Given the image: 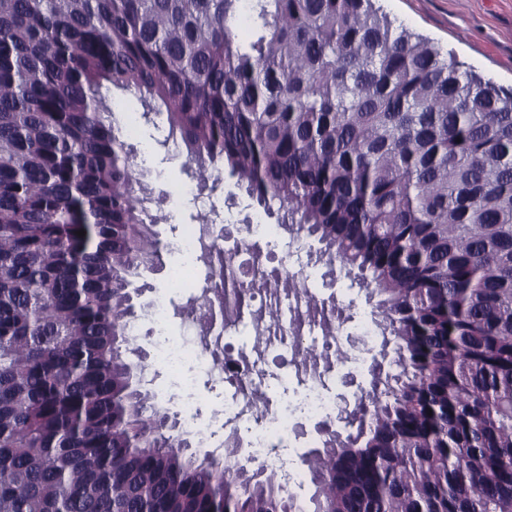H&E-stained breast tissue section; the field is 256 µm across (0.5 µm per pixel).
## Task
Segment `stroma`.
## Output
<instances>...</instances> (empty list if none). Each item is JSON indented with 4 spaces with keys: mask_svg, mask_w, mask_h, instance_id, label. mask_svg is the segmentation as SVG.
Wrapping results in <instances>:
<instances>
[{
    "mask_svg": "<svg viewBox=\"0 0 512 512\" xmlns=\"http://www.w3.org/2000/svg\"><path fill=\"white\" fill-rule=\"evenodd\" d=\"M381 6L396 24L429 37L442 51L456 57L464 69L503 87L512 86V0H381ZM116 115L128 132V141L136 152L138 167L150 170L157 188L169 198L165 205L172 221L160 225L164 248L161 252L163 271L145 274L151 288L136 301V311L143 329L138 344L146 353L154 351V337L147 331L152 326L149 317L154 299H169L174 295L166 269L183 259L174 252L172 243L176 227L191 223L198 206L190 193L194 181L173 145H161L156 120L142 116L135 97L112 90ZM212 200L222 223H268V216L250 207L248 198L234 185L224 180Z\"/></svg>",
    "mask_w": 512,
    "mask_h": 512,
    "instance_id": "35a3bbf8",
    "label": "stroma"
}]
</instances>
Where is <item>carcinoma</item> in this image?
Segmentation results:
<instances>
[{"label":"carcinoma","instance_id":"cac0c4a2","mask_svg":"<svg viewBox=\"0 0 512 512\" xmlns=\"http://www.w3.org/2000/svg\"><path fill=\"white\" fill-rule=\"evenodd\" d=\"M111 86L365 293L380 349L307 497L142 386L134 280L168 217ZM262 279L306 298L253 314L296 347L357 315ZM0 512H512V89L374 0H0Z\"/></svg>","mask_w":512,"mask_h":512}]
</instances>
